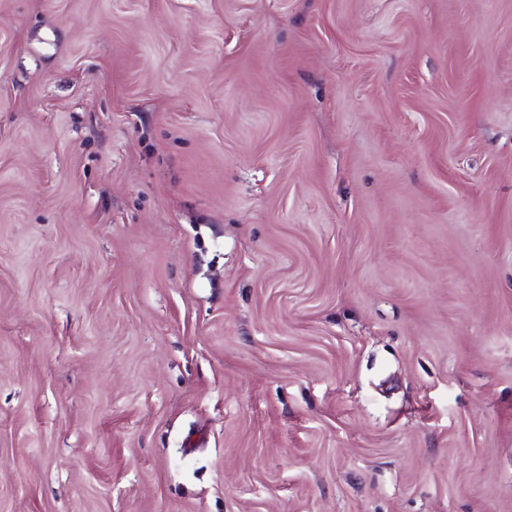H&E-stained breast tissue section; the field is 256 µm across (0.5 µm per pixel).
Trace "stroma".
Segmentation results:
<instances>
[{"instance_id": "35a3bbf8", "label": "stroma", "mask_w": 512, "mask_h": 512, "mask_svg": "<svg viewBox=\"0 0 512 512\" xmlns=\"http://www.w3.org/2000/svg\"><path fill=\"white\" fill-rule=\"evenodd\" d=\"M0 512H512V0H0Z\"/></svg>"}]
</instances>
